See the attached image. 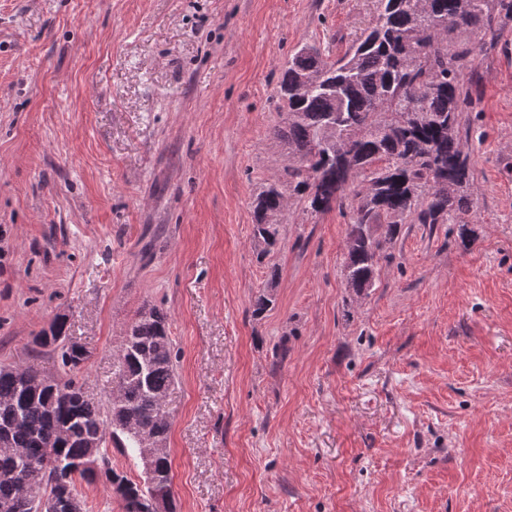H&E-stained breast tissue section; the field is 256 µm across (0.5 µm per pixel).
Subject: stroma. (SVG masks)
Listing matches in <instances>:
<instances>
[{
    "label": "stroma",
    "mask_w": 512,
    "mask_h": 512,
    "mask_svg": "<svg viewBox=\"0 0 512 512\" xmlns=\"http://www.w3.org/2000/svg\"><path fill=\"white\" fill-rule=\"evenodd\" d=\"M372 0H0V367L108 407L113 352L163 309L177 512H512V12L464 79L467 224L406 223L367 295L351 214L251 201L285 157L282 69L342 56ZM275 301L252 304L268 280ZM66 320L63 317H56L53 321L50 334L46 332L39 337V344L41 346H55V350L59 351V356L63 368L74 370L84 365L88 359L89 354L80 345L65 343Z\"/></svg>",
    "instance_id": "obj_1"
}]
</instances>
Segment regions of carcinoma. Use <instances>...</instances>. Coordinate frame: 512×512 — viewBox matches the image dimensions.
Instances as JSON below:
<instances>
[{
  "label": "carcinoma",
  "instance_id": "cac0c4a2",
  "mask_svg": "<svg viewBox=\"0 0 512 512\" xmlns=\"http://www.w3.org/2000/svg\"><path fill=\"white\" fill-rule=\"evenodd\" d=\"M369 26L341 58L312 45L300 48L284 69L277 96L286 117L273 137L288 154L277 180L254 200L253 235L261 254L278 244L288 200L322 214L349 206L346 281L360 298L375 283L385 244L409 217L416 224L463 222L471 209L463 187L469 179L460 144L461 87L474 48L462 40L473 31L494 35V9L512 11V0H374ZM361 185L350 189L357 176ZM386 220L384 239L375 227ZM270 280L254 312L273 303ZM66 320L57 317L42 346L59 351L63 367L84 365L89 354L65 343ZM177 353L167 315L142 310L127 326L114 353L121 401L108 415L78 382L38 378L31 370L0 368V438L14 453H0V502L12 512H37L20 493L16 475L40 465L36 494L67 495L69 510L82 512L76 481L122 488V512H147L154 497L172 500L171 463L159 458L153 473L135 481L112 467L113 446L140 461L141 437L165 441L170 420L160 400L175 379ZM97 452L99 469L84 468Z\"/></svg>",
  "mask_w": 512,
  "mask_h": 512
}]
</instances>
